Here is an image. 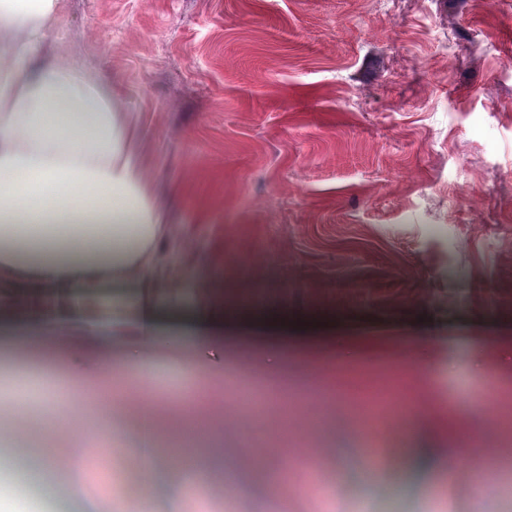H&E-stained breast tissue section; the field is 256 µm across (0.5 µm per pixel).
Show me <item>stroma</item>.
Masks as SVG:
<instances>
[{
  "mask_svg": "<svg viewBox=\"0 0 512 512\" xmlns=\"http://www.w3.org/2000/svg\"><path fill=\"white\" fill-rule=\"evenodd\" d=\"M448 2L60 0L52 57L83 62L111 86L155 203L178 228L154 278L163 335L184 336L203 297L226 303L244 289L302 319L264 333L224 321L227 339L252 344L253 367L288 381L284 399L235 412L232 400L249 392L232 358L193 343L156 352V398L176 411L197 398L220 403L203 452L237 471L251 460L225 447V431L253 451L299 448L309 490L291 475L271 482L263 503L243 480L211 499L210 475L182 469V440L164 430L152 447L160 476L117 467L141 452L142 418L126 406L136 361L113 347L98 378L114 393L107 408L53 355L32 363L11 344L36 315L48 336L79 335L82 321L120 328L134 318L126 288H102L101 306L69 314L48 289L22 283L0 316V374L25 370L32 402L76 403L82 423L60 436L47 419L30 431V410L0 413L22 434L0 443V460L72 456L82 488L5 498L0 512L109 510L122 481L151 512H236L242 502L253 512H496L512 469L489 483L478 474L493 449L512 447L499 410L512 401V0ZM296 345L309 367L331 355L347 369L325 382L329 433L305 422ZM369 371L394 393L423 380L465 423L432 437L416 398L367 414L346 389ZM87 436L107 443L88 460ZM431 440L471 448L451 488L409 470L411 449ZM339 481L355 498L325 499Z\"/></svg>",
  "mask_w": 512,
  "mask_h": 512,
  "instance_id": "1",
  "label": "stroma"
}]
</instances>
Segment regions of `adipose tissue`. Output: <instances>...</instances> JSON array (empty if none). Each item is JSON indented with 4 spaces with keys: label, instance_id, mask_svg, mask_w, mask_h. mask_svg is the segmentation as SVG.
Returning a JSON list of instances; mask_svg holds the SVG:
<instances>
[{
    "label": "adipose tissue",
    "instance_id": "ef3b65f1",
    "mask_svg": "<svg viewBox=\"0 0 512 512\" xmlns=\"http://www.w3.org/2000/svg\"><path fill=\"white\" fill-rule=\"evenodd\" d=\"M57 13L58 0H0V308L19 283L84 307L104 282L151 283L173 236L111 90L46 53ZM135 306L146 373L157 304L144 292Z\"/></svg>",
    "mask_w": 512,
    "mask_h": 512
}]
</instances>
